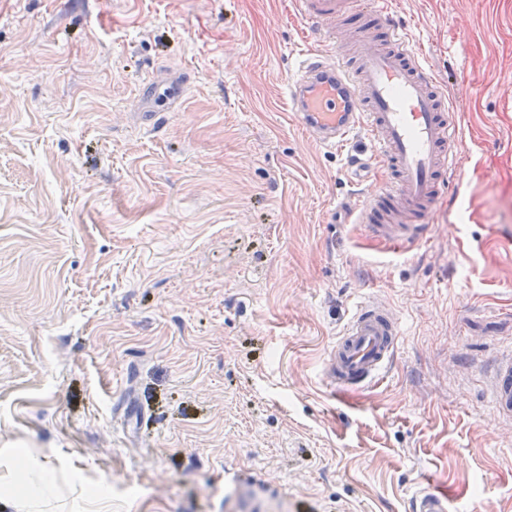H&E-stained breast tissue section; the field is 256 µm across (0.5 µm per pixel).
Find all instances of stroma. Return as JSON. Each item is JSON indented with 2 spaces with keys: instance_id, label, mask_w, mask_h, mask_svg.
Returning a JSON list of instances; mask_svg holds the SVG:
<instances>
[{
  "instance_id": "1",
  "label": "stroma",
  "mask_w": 512,
  "mask_h": 512,
  "mask_svg": "<svg viewBox=\"0 0 512 512\" xmlns=\"http://www.w3.org/2000/svg\"><path fill=\"white\" fill-rule=\"evenodd\" d=\"M459 118L398 251L289 108L331 50L290 0H0V512H512V0H386ZM376 383L323 363L367 298ZM399 341V324L392 310L374 299L360 302L336 339L325 366L333 388L369 385L387 368ZM492 400L500 415H512V352L495 370ZM428 487L422 489L415 498L416 512H453L448 496L441 491L434 481L428 482Z\"/></svg>"
}]
</instances>
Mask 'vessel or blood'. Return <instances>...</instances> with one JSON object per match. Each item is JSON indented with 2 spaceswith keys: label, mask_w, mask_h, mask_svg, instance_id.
I'll return each instance as SVG.
<instances>
[{
  "label": "vessel or blood",
  "mask_w": 512,
  "mask_h": 512,
  "mask_svg": "<svg viewBox=\"0 0 512 512\" xmlns=\"http://www.w3.org/2000/svg\"><path fill=\"white\" fill-rule=\"evenodd\" d=\"M308 26L338 22L341 47L306 56L290 88L298 123L327 147L346 142L356 128L373 138L372 161L391 176L361 203L358 223L395 246H412L429 231V217L458 160L459 124L419 53L402 38L377 0H291ZM399 341L392 310L376 300L357 306L332 347L326 382L335 388L369 385L387 368ZM492 400L512 415V354L495 370ZM415 512H453L438 485L414 501Z\"/></svg>",
  "instance_id": "obj_1"
}]
</instances>
